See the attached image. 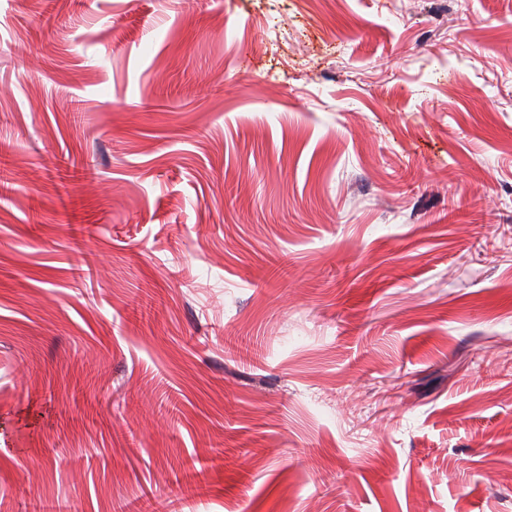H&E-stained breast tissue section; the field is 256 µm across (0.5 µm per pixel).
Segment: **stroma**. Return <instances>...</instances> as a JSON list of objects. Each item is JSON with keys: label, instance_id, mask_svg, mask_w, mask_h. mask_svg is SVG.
I'll list each match as a JSON object with an SVG mask.
<instances>
[{"label": "stroma", "instance_id": "stroma-1", "mask_svg": "<svg viewBox=\"0 0 512 512\" xmlns=\"http://www.w3.org/2000/svg\"><path fill=\"white\" fill-rule=\"evenodd\" d=\"M0 157V512H512V0H0Z\"/></svg>", "mask_w": 512, "mask_h": 512}]
</instances>
